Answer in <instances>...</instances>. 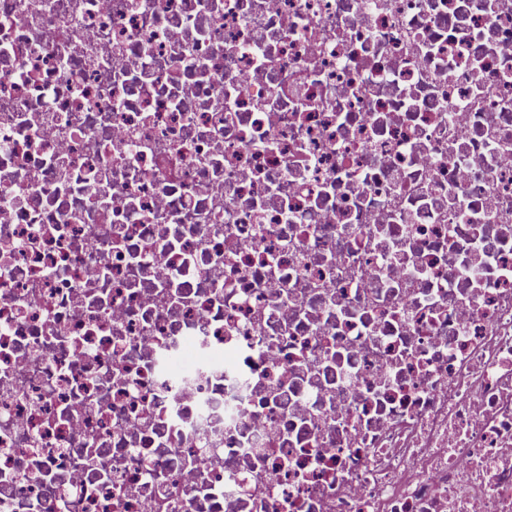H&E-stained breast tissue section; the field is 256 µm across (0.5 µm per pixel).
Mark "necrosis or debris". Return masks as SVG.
<instances>
[{
    "label": "necrosis or debris",
    "instance_id": "1",
    "mask_svg": "<svg viewBox=\"0 0 512 512\" xmlns=\"http://www.w3.org/2000/svg\"><path fill=\"white\" fill-rule=\"evenodd\" d=\"M0 512H512V0H0Z\"/></svg>",
    "mask_w": 512,
    "mask_h": 512
}]
</instances>
